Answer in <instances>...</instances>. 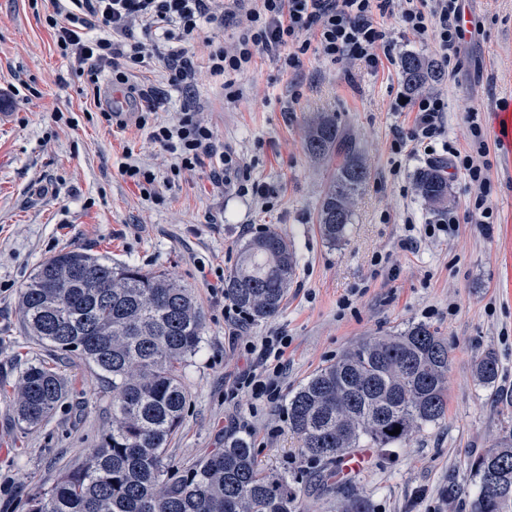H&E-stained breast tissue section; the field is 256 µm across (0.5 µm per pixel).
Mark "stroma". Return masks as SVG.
Wrapping results in <instances>:
<instances>
[{
	"mask_svg": "<svg viewBox=\"0 0 512 512\" xmlns=\"http://www.w3.org/2000/svg\"><path fill=\"white\" fill-rule=\"evenodd\" d=\"M469 8L472 28L457 59L426 89L448 104L444 126L452 146L465 144L467 113L481 118L493 207L488 224L471 221L467 178L448 153L393 168L395 135L414 119L393 108L407 94L401 60L440 59L435 40L403 33L396 16L384 19L396 40L394 57L380 59L376 69L311 54L288 71L263 53L236 75L244 95L234 103L205 70L207 44L194 45L193 101L252 179L268 187L272 206L265 209L251 196L213 186L209 165L172 177L170 154L135 124L141 109L169 121L183 107L162 66L151 62L135 72L140 93L120 104L125 126L101 125L92 117L96 103L82 94L73 62L61 57L45 23L49 0H0V512H26L32 488L81 465L108 427L107 383L77 358L36 343L21 319L20 289L40 263L74 247L165 272L191 288L204 310V341L185 369L188 404L165 450L176 474L223 447L244 418L262 467L298 481L304 512H341L349 495L366 497L373 512H471L478 485L468 462L512 430V155L494 125L497 111L512 108V0H469ZM58 112L72 124L55 121ZM320 112L335 114L369 171L347 236L333 246L319 234L318 214L336 163L314 160L305 148ZM129 160L155 171L154 197H142L121 176ZM429 166L448 181L444 206H432L417 190V173ZM450 213L459 220L454 234L426 237L427 224ZM261 227L290 241L297 268L275 317L236 328L224 318V298L208 285L217 271L235 267L241 245ZM410 237L416 246L404 247ZM354 288L351 308L340 310ZM412 323L448 339V416L404 444L365 449L363 468L339 478L338 490L318 486L317 464L302 457L278 409L245 394L224 398L250 363L245 341L274 330L288 336L280 378L288 397L356 344ZM489 351L499 376L487 386L473 365ZM29 360L56 368L71 395L46 425L24 429L11 389Z\"/></svg>",
	"mask_w": 512,
	"mask_h": 512,
	"instance_id": "obj_1",
	"label": "stroma"
}]
</instances>
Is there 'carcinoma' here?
<instances>
[{"label": "carcinoma", "instance_id": "cac0c4a2", "mask_svg": "<svg viewBox=\"0 0 512 512\" xmlns=\"http://www.w3.org/2000/svg\"><path fill=\"white\" fill-rule=\"evenodd\" d=\"M401 73L415 92L442 69L408 55ZM305 145L315 159L339 157L318 224L334 245L346 236L369 172L331 112L314 118ZM417 186L431 204L447 200L448 182L436 166L419 171ZM295 268L288 241L270 231L242 245L224 295L248 319H269L282 308ZM20 309L30 336L80 359L112 391L111 425L97 448L52 485L34 488L27 512H301L295 480L262 470L246 436L224 439V448L174 476L165 448L187 405L183 368L201 349L205 324L189 288L162 272L69 249L35 269L20 289ZM450 365L447 337L427 324L363 341L293 393L288 430L301 454L318 464L362 443H405L447 418ZM498 373L493 352L475 364L483 384L495 383ZM67 396L56 370L28 362L13 391L19 425L48 423ZM395 427L401 432L389 434ZM470 472L480 486L471 512H512V430L474 458Z\"/></svg>", "mask_w": 512, "mask_h": 512}]
</instances>
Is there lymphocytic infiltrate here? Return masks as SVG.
<instances>
[{"label":"lymphocytic infiltrate","instance_id":"f902f5d3","mask_svg":"<svg viewBox=\"0 0 512 512\" xmlns=\"http://www.w3.org/2000/svg\"><path fill=\"white\" fill-rule=\"evenodd\" d=\"M53 7L45 22L52 29L63 57L74 59L77 72L88 88L99 91L103 73L112 82L127 83L131 69L156 55L168 72L171 87L186 91L193 78L189 47L205 27L233 23L239 30L233 49L214 47L208 58L211 76L223 79L230 99H239L233 77L244 71L257 53L279 57L283 67L301 66L303 56L315 53L336 62L351 58L365 68H376L380 53L395 48L391 32L380 22L394 0H50ZM430 8L404 0L400 13L402 28L420 38H435L444 63H451L460 51L465 33L459 25L463 0H430ZM141 21L145 30L157 32L166 43L165 51L150 52L146 43L130 38V25ZM415 120L406 133L395 140L394 154L409 156L421 150L433 154L434 145L445 133L444 100L428 93L409 103ZM471 145L468 151H452V163L465 171L474 190L471 215L490 219L486 171L489 153L482 124L470 114ZM139 128L150 140L172 154V175L216 161L211 171L214 186L235 188L260 201H268L267 187L253 181L245 165L233 151L219 143L196 113L185 111L171 122H152L150 111L137 117ZM288 347L280 331L247 341L244 350L252 358L226 392L227 400L247 393L279 405L284 401L279 366Z\"/></svg>","mask_w":512,"mask_h":512}]
</instances>
